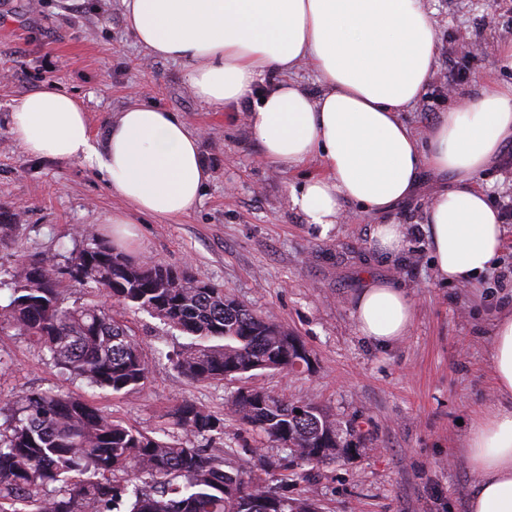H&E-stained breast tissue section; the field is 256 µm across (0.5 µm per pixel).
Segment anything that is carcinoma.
<instances>
[{
    "mask_svg": "<svg viewBox=\"0 0 512 512\" xmlns=\"http://www.w3.org/2000/svg\"><path fill=\"white\" fill-rule=\"evenodd\" d=\"M91 285L112 304L63 306V283ZM0 329L40 345L72 380L127 394L148 380L137 340L118 319L136 308L185 335L174 368L196 383L241 380L257 372L310 369L299 337L268 316L242 306L224 288L185 267L136 263L108 243L86 238L67 265L21 258L0 270ZM232 420L280 443L295 466L334 463L356 435L312 403L287 402L259 388L230 395ZM187 437L224 433V419L190 402L169 413ZM190 441L171 442L128 426L90 402L53 388L14 403L0 424V512H113L128 496L129 512H318L288 486L239 468ZM122 471L125 483L106 478Z\"/></svg>",
    "mask_w": 512,
    "mask_h": 512,
    "instance_id": "cac0c4a2",
    "label": "carcinoma"
}]
</instances>
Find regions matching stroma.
Wrapping results in <instances>:
<instances>
[{
	"mask_svg": "<svg viewBox=\"0 0 512 512\" xmlns=\"http://www.w3.org/2000/svg\"><path fill=\"white\" fill-rule=\"evenodd\" d=\"M439 40L436 71L404 118L416 132L447 111L453 94L495 70L492 48L512 39V9L492 12L493 0H424ZM495 20H488V13ZM480 53L458 54L459 38ZM57 87L79 98L91 135L104 139L117 112L136 103L175 113L199 132L210 177L186 216L142 217L124 248L133 261L188 266L201 280L222 285L245 307L271 317L298 336L311 355L305 372H264L245 381L199 384L166 357L184 341L159 319L127 309L130 327L150 368L140 389L125 395L92 389L47 364L33 340L0 330V407L49 387L83 397L143 431L167 426L168 412L189 401L224 417L217 447L232 449V465L257 469L275 462L293 496L314 499L320 512H468L477 475L466 449V420L496 395L489 332L512 303V222L504 244L478 285L438 278L423 212L449 179L423 173L415 195L391 220L411 233L401 252L379 251L372 232L379 219L344 205L340 223H307L290 201L292 188L322 170L313 158L287 170L269 160L248 123L251 102L211 109L195 96L188 70L152 57L124 16L121 0H0V213L20 211L11 238L0 244V266L23 256L66 265L83 239H112L105 218L125 203L101 173L77 160L26 155L11 133L17 100ZM477 185L490 202L512 198V144L483 171ZM391 278L414 300L413 326L401 341L379 346L361 336L353 301L365 278ZM260 387L289 401L310 402L356 429L344 458L293 477L276 442L260 440L227 419L238 386Z\"/></svg>",
	"mask_w": 512,
	"mask_h": 512,
	"instance_id": "obj_1",
	"label": "stroma"
}]
</instances>
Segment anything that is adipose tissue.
I'll return each mask as SVG.
<instances>
[{"label":"adipose tissue","mask_w":512,"mask_h":512,"mask_svg":"<svg viewBox=\"0 0 512 512\" xmlns=\"http://www.w3.org/2000/svg\"><path fill=\"white\" fill-rule=\"evenodd\" d=\"M125 18L152 55L183 63L201 101L215 108L252 101L249 123L266 155L295 168L322 162L291 200L308 223H339L351 202L390 214L413 196L423 172L451 176L424 213L440 278L477 283L503 245L500 216L477 184L512 142V83L486 76L441 113L424 134L403 112L434 74L438 38L423 0H122ZM318 74L311 97L290 75ZM279 75L264 101L254 90ZM12 134L30 156L80 160L104 174L127 209L108 216L117 244L137 216L173 218L192 211L209 178L199 138L170 112L135 104L95 141L81 101L50 87L20 98ZM413 299L393 280L367 279L354 302L360 335L381 346L406 336ZM496 403L475 416L466 450L479 476L469 512H512V309L491 331Z\"/></svg>","instance_id":"1"}]
</instances>
